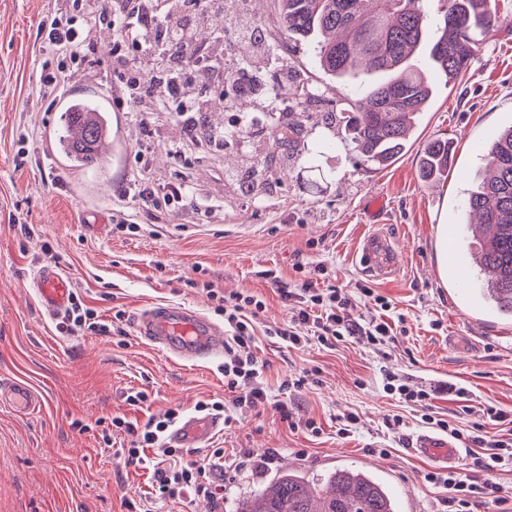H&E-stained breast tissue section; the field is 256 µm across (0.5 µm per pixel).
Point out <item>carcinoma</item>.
I'll return each instance as SVG.
<instances>
[{
	"label": "carcinoma",
	"mask_w": 512,
	"mask_h": 512,
	"mask_svg": "<svg viewBox=\"0 0 512 512\" xmlns=\"http://www.w3.org/2000/svg\"><path fill=\"white\" fill-rule=\"evenodd\" d=\"M493 28L487 0H279L283 38L312 46L319 68L346 89L336 97L341 144L368 168L392 163L433 98L437 84L455 86L479 52V36ZM109 107L75 97L59 118L57 153L77 169L93 168L91 149ZM271 128L274 145L297 147L303 129L288 121ZM448 144L436 138L420 150L427 181L448 170ZM487 174L463 209L493 234L470 246L494 313L512 318V125L484 150ZM236 512H396L388 488L371 472L343 468L317 490L300 471L274 476Z\"/></svg>",
	"instance_id": "obj_1"
}]
</instances>
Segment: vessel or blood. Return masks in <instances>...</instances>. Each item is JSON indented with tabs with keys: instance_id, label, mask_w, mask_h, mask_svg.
<instances>
[{
	"instance_id": "vessel-or-blood-1",
	"label": "vessel or blood",
	"mask_w": 512,
	"mask_h": 512,
	"mask_svg": "<svg viewBox=\"0 0 512 512\" xmlns=\"http://www.w3.org/2000/svg\"><path fill=\"white\" fill-rule=\"evenodd\" d=\"M387 251L380 236H365L358 252L362 270L375 276L385 273L389 266ZM32 286L48 313H64L69 302L70 284L59 266L51 262L41 264ZM135 325L140 338L180 361L205 363L224 353L223 328L183 306L169 304L149 308L137 316ZM1 401L11 403L23 413L35 408L39 399L28 385L15 382L0 388ZM223 429L222 415L187 416L168 429L165 445L169 448H201ZM412 448L415 454L446 465L455 463L459 457L453 440L434 434H420Z\"/></svg>"
}]
</instances>
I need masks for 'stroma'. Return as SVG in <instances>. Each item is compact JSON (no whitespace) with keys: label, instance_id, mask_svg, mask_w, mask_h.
Segmentation results:
<instances>
[{"label":"stroma","instance_id":"obj_1","mask_svg":"<svg viewBox=\"0 0 512 512\" xmlns=\"http://www.w3.org/2000/svg\"><path fill=\"white\" fill-rule=\"evenodd\" d=\"M53 0H0V377L23 380L37 389L43 405L18 414L0 405V512H127L122 501L151 489L152 472L127 466L119 450L128 437L113 432L104 443L98 420L126 416L145 423L169 410L194 413L201 401L224 393L222 361L186 363L144 344L135 318L156 304H181L217 319L205 292L186 279L205 271L225 292L247 290L266 301L255 330L254 352L266 364L270 389L305 369L318 368V384L297 397L301 419H313L319 435L290 428L273 408L236 414L212 440L224 451V500L160 502L152 512H234L279 471L298 470L321 479L339 468L378 475L397 512H446V489L425 481L430 462L411 443L427 432L422 407L408 406L383 390L384 371L427 386L435 371L446 373L463 396L432 400L436 416L469 429L482 410L512 413V321L493 315L487 303L473 305L480 287L476 269L462 261L469 291L440 275L438 238L447 230L454 249L466 244L462 203L484 167L483 146L512 124V28L483 37L470 69L454 88L437 86L431 107L421 113L411 145L388 167L355 165L343 146L326 148L318 170L289 157L287 147L258 136L243 148H186L183 125L162 112L143 120L149 99L120 80L101 75L79 84L82 92L123 98L122 126L100 167L75 171L54 151L58 111L55 87L42 101L29 97L49 54L37 35ZM184 13L198 47L217 54L233 81L213 79L203 113L205 127L233 121L228 103L236 84L259 77L246 106L262 117L316 90L327 111L336 82L320 70L311 49L291 43L286 60L257 56L252 42L199 5ZM30 134L29 153L16 155L20 134ZM445 137L456 145L455 159L442 180H424L417 151ZM182 156H175L176 148ZM149 168L154 179L187 176L193 200L172 208L150 232L127 235L113 225L127 207L124 188L136 172ZM377 195L384 207L370 217L366 201ZM379 232L387 240L391 273L366 274L355 254L363 236ZM57 263L83 302L103 323L123 312L122 333L84 331L70 335L40 305L30 286L42 261ZM326 275L317 276L316 267ZM271 270L288 282L317 280L319 287L347 292L363 319L378 310L361 287L388 298L405 333L384 353L350 342L328 350L316 343L295 350L266 335L287 324L291 313L275 288L262 278ZM143 391L142 407L126 395ZM359 423L350 437L336 434L344 415ZM403 419L400 429L388 416ZM252 463L238 464L241 454Z\"/></svg>","mask_w":512,"mask_h":512}]
</instances>
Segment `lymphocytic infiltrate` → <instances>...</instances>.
Segmentation results:
<instances>
[{
	"label": "lymphocytic infiltrate",
	"instance_id": "obj_1",
	"mask_svg": "<svg viewBox=\"0 0 512 512\" xmlns=\"http://www.w3.org/2000/svg\"><path fill=\"white\" fill-rule=\"evenodd\" d=\"M155 0L134 13L126 12L122 0H85L80 12H73L71 0H54L52 8L43 16L39 35L50 55L59 62L71 63L69 73L42 71L41 85L59 82L77 83L87 78L98 66L97 50L90 34L98 25L119 17L118 29L133 45H141L144 36L155 25L162 14ZM207 61L183 68L175 76L165 71L152 75L146 88L153 99L175 106L174 115L185 126L190 145H201L196 115L204 111L207 100L199 96L184 100L181 87L184 82L207 76ZM139 209H159L160 205L189 200L188 183L185 179L164 183L153 182L150 176L140 173L130 180L124 191ZM264 279L275 286L281 296L293 306L294 315L288 325L268 328L273 335L298 349L316 341L321 346L333 349L337 345L358 342L382 350L395 339L394 329L385 314L392 308L387 298L365 289L366 297L372 298L381 314L373 321L363 323L352 311V301L347 294L335 288H319L314 282L304 281L293 285L283 282L276 272L263 271ZM190 287L203 288L215 303V310L224 317V388L230 398L227 402L198 403V411L213 410L223 413L225 423H232L237 409L259 410L273 406L285 421L295 418L293 403L296 394L306 385L317 383L319 371L312 368L283 380L277 391H270L264 378V363L253 353L255 323L265 309V302L258 295L243 291L224 295L213 280H190ZM383 389L398 402L424 407L421 419L432 428L448 433L454 439H467L474 447L472 471L463 473L454 469L430 472L426 481L443 486L448 491V512H476L486 503L505 504L502 484L492 478V471L512 466V432L489 436L483 423L473 422L470 435H463L450 421L427 413L433 393L412 383L408 378L386 372ZM178 411H169L164 418L149 420L139 425L125 417L115 416L108 420V429L103 440H110L111 429H121L132 435L129 448L122 454L127 465L152 467L154 493L157 498L179 502L191 497H202L211 501L221 500L224 493V451L217 448L203 462L188 461L179 448H167L163 437L168 428L178 419ZM155 449V456H148V449Z\"/></svg>",
	"mask_w": 512,
	"mask_h": 512
}]
</instances>
